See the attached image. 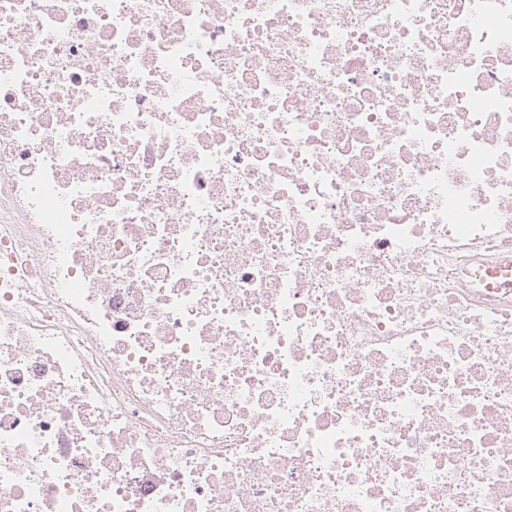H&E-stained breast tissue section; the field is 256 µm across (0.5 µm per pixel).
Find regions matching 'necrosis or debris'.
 I'll return each mask as SVG.
<instances>
[{
    "label": "necrosis or debris",
    "mask_w": 512,
    "mask_h": 512,
    "mask_svg": "<svg viewBox=\"0 0 512 512\" xmlns=\"http://www.w3.org/2000/svg\"><path fill=\"white\" fill-rule=\"evenodd\" d=\"M512 0H0V512H512Z\"/></svg>",
    "instance_id": "4bbe7bcc"
}]
</instances>
